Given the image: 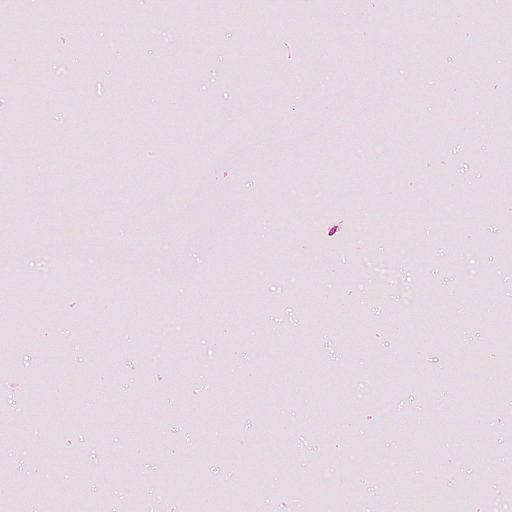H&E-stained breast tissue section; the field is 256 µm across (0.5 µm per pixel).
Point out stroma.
Instances as JSON below:
<instances>
[{
	"label": "stroma",
	"mask_w": 512,
	"mask_h": 512,
	"mask_svg": "<svg viewBox=\"0 0 512 512\" xmlns=\"http://www.w3.org/2000/svg\"><path fill=\"white\" fill-rule=\"evenodd\" d=\"M25 19L29 39L0 47L12 63L0 115L41 111L40 140L58 157L30 141L24 163L0 164V269L15 303L39 294L0 371V466L27 486L19 512H56L48 486L106 512L141 496L154 512L189 499L212 512L198 490L159 494L183 465L203 466L228 504L243 471L262 468L269 492L255 512H306L292 477L327 463L336 512H400L473 483L467 512L512 501L499 478L512 468V370L496 336L512 312V260L490 191L499 76L484 71L473 92L457 80L460 58L495 57L478 35L497 14L456 16V54L428 70L414 65L432 45L409 34V0L263 12L195 0L178 15L156 0L91 12L59 0ZM90 20L96 43L76 53ZM34 48L39 96L8 91ZM268 55L276 87L251 78ZM135 79L149 90L130 111L166 117L172 136L151 158L92 170L93 152L59 129L77 112L111 115ZM434 111L463 114L454 135L428 138ZM379 132L413 142L411 163L369 153ZM173 271L188 288L175 290ZM478 275L495 290L474 308L460 291ZM240 282L261 288L264 307L233 299ZM430 283L455 309L452 356L430 342L431 301L405 305ZM94 289L128 300L121 318L89 320ZM144 294L178 303L160 359L138 332L132 301ZM262 412L278 424L273 456L253 451ZM210 441L221 450L203 454Z\"/></svg>",
	"instance_id": "35a3bbf8"
}]
</instances>
